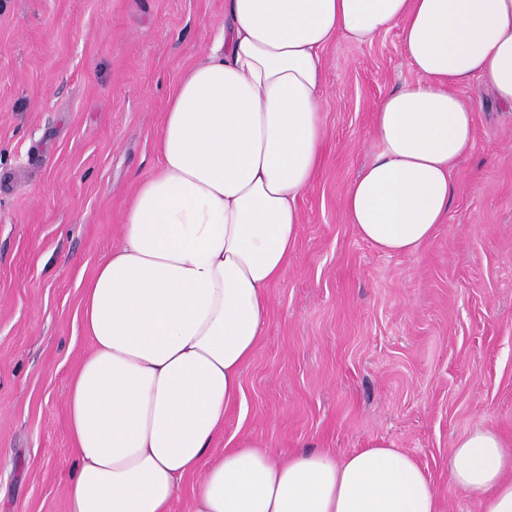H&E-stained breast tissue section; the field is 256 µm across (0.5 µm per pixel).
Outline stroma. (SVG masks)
<instances>
[{
	"label": "stroma",
	"instance_id": "35a3bbf8",
	"mask_svg": "<svg viewBox=\"0 0 512 512\" xmlns=\"http://www.w3.org/2000/svg\"><path fill=\"white\" fill-rule=\"evenodd\" d=\"M223 24L224 0H0V512H67L84 288L158 164L175 83ZM323 56V162L213 452L244 435L280 456L386 443L427 469L440 512H480L449 493L448 452L480 424L512 438V109L480 81L463 90L475 147L445 222L385 255L345 198L376 147L375 104L417 75L396 28Z\"/></svg>",
	"mask_w": 512,
	"mask_h": 512
}]
</instances>
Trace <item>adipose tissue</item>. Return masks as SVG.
Wrapping results in <instances>:
<instances>
[{
    "instance_id": "obj_1",
    "label": "adipose tissue",
    "mask_w": 512,
    "mask_h": 512,
    "mask_svg": "<svg viewBox=\"0 0 512 512\" xmlns=\"http://www.w3.org/2000/svg\"><path fill=\"white\" fill-rule=\"evenodd\" d=\"M218 51L169 99L158 166L135 187L121 243L84 290L91 352L72 374L67 512H438L416 458L376 444L277 457L242 438L211 448L287 272L299 199L322 162L323 51L401 30L418 75L373 109L377 148L349 185L359 237L388 254L425 245L474 149L461 91L480 79L512 107V0H225ZM448 489L512 512V442L460 436Z\"/></svg>"
}]
</instances>
